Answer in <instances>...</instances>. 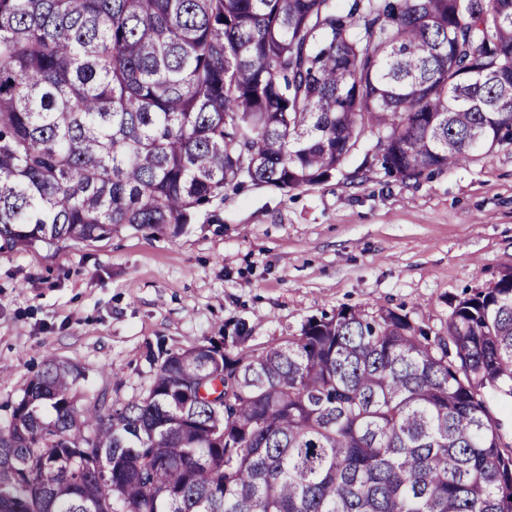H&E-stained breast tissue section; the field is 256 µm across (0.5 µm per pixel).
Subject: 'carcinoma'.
Instances as JSON below:
<instances>
[{
	"mask_svg": "<svg viewBox=\"0 0 512 512\" xmlns=\"http://www.w3.org/2000/svg\"><path fill=\"white\" fill-rule=\"evenodd\" d=\"M0 0V246L163 232L365 150L402 183L512 144V0ZM53 356L0 425V512H512V267L445 331L343 308L165 352L77 405Z\"/></svg>",
	"mask_w": 512,
	"mask_h": 512,
	"instance_id": "obj_1",
	"label": "carcinoma"
}]
</instances>
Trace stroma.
<instances>
[{"instance_id":"stroma-1","label":"stroma","mask_w":512,"mask_h":512,"mask_svg":"<svg viewBox=\"0 0 512 512\" xmlns=\"http://www.w3.org/2000/svg\"><path fill=\"white\" fill-rule=\"evenodd\" d=\"M363 151L323 183L246 186L181 229L0 250V421L45 356L79 397L143 393L160 349L231 337L261 351L343 308H390L440 332L453 303L512 266V145L401 183Z\"/></svg>"}]
</instances>
